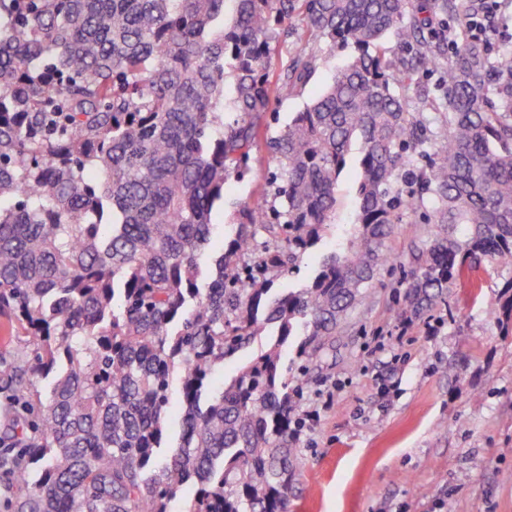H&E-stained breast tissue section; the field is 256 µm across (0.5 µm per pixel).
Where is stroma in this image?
Instances as JSON below:
<instances>
[{
	"label": "stroma",
	"instance_id": "stroma-1",
	"mask_svg": "<svg viewBox=\"0 0 512 512\" xmlns=\"http://www.w3.org/2000/svg\"><path fill=\"white\" fill-rule=\"evenodd\" d=\"M274 69L300 55L319 66L301 93L273 101L269 135L356 53L285 22L272 42ZM358 148L336 185V227L281 287L307 283L322 254L342 251L356 210ZM245 178L231 179L213 214L215 240L231 237L241 204L268 201L276 160L259 143ZM441 230L420 215L386 242L396 264L380 271L321 363L300 377L312 418L299 437L291 512H512V322L492 311L512 268H487L481 290L453 289L448 301L401 318L405 276Z\"/></svg>",
	"mask_w": 512,
	"mask_h": 512
}]
</instances>
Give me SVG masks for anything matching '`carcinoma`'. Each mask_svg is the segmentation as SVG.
<instances>
[{"instance_id": "1", "label": "carcinoma", "mask_w": 512, "mask_h": 512, "mask_svg": "<svg viewBox=\"0 0 512 512\" xmlns=\"http://www.w3.org/2000/svg\"><path fill=\"white\" fill-rule=\"evenodd\" d=\"M464 6L0 0V316L29 347L0 355L15 396L0 446L20 449L6 458L14 512H172L176 500L179 512H290L305 418L289 339L302 368L321 361L392 264L383 240L406 214L448 225L406 274L412 310L479 287L485 260L512 266V43L491 51ZM448 15L462 24L442 68L435 24ZM294 17L357 55L268 142L274 203L239 208L207 272L213 212L266 135L272 99L318 68L310 54L273 70L276 26ZM391 32L414 57L394 60ZM416 65L442 72L436 127L395 91ZM355 140L347 246L306 287H277L331 230ZM420 156L427 167L408 171ZM257 336L266 348L211 386Z\"/></svg>"}]
</instances>
